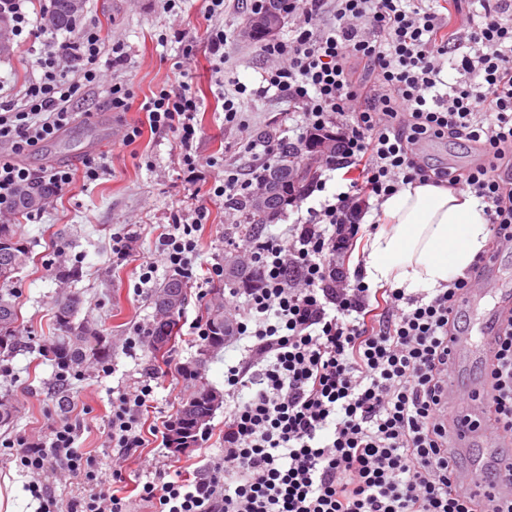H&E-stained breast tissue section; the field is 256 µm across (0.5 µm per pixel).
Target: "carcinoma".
Instances as JSON below:
<instances>
[{
  "label": "carcinoma",
  "instance_id": "obj_1",
  "mask_svg": "<svg viewBox=\"0 0 512 512\" xmlns=\"http://www.w3.org/2000/svg\"><path fill=\"white\" fill-rule=\"evenodd\" d=\"M66 0H49L40 5L41 23L53 29L66 30L73 26L84 9V0H79V8L68 9ZM322 152L324 155L336 153V141L330 138H317L304 144V149L284 148L276 165L260 175L259 185L268 189V204L263 210H256L252 203L244 206L245 223L236 227V232L254 238L260 235L266 224H274L281 216L288 202L299 198L308 183L317 178L303 152ZM29 260V247L22 237L17 224H0V285L11 283L15 274ZM224 275L228 282L247 285L258 280L259 274L235 258H224ZM187 299L186 283L178 278H168L151 295L154 307V322L148 330L145 342L151 353L166 351L179 337L178 318ZM81 305L77 293H70L57 303L55 322L60 335L54 337L48 347L56 366L75 367L84 363L105 365L112 360V340L97 326L87 321L75 322ZM203 317L208 323L209 336L200 347V355L205 357L224 347V337L234 334L233 325L224 318V285L211 289L210 297L204 304ZM19 315L9 294L0 291V358L13 356L19 348ZM184 376L197 381L193 392L177 408L170 423L169 447L190 446L197 441L200 430L209 425L215 409L211 407L208 394L214 389L199 381L194 368L183 369Z\"/></svg>",
  "mask_w": 512,
  "mask_h": 512
}]
</instances>
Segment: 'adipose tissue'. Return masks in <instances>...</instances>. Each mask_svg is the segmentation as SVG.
I'll return each mask as SVG.
<instances>
[{
	"mask_svg": "<svg viewBox=\"0 0 512 512\" xmlns=\"http://www.w3.org/2000/svg\"><path fill=\"white\" fill-rule=\"evenodd\" d=\"M383 226L369 237L364 271L370 285L430 291L461 273L484 248L480 201L433 184H410L382 204Z\"/></svg>",
	"mask_w": 512,
	"mask_h": 512,
	"instance_id": "1",
	"label": "adipose tissue"
}]
</instances>
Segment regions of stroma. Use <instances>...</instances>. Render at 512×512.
<instances>
[{"label": "stroma", "mask_w": 512, "mask_h": 512, "mask_svg": "<svg viewBox=\"0 0 512 512\" xmlns=\"http://www.w3.org/2000/svg\"><path fill=\"white\" fill-rule=\"evenodd\" d=\"M84 16L103 26L111 43L121 44L123 67H111L101 58L104 82L125 81L134 92L128 111H111L100 90L89 91L72 109L78 118L57 137L28 155L33 169L69 165L80 167L89 156L102 158L111 172L88 185L75 184L51 196L33 222L21 231L31 251L27 265L17 273L9 291L20 317L21 349L13 357L0 358V395L15 406V419L0 427V439L44 438L50 425L66 418L78 426L76 446L92 456L103 470L112 468L109 442L111 400L119 391L147 380L153 386V403L144 414L145 427L160 417L172 416L192 390L182 367L198 368L204 381L216 390L224 388V367L237 363L242 353L230 348L208 359L199 356V343L181 336L166 354L152 355L145 346L128 348L125 340L135 327H150L153 310L149 296L171 271L159 266L150 283L139 280L142 259L156 257L159 236L170 223L177 206L199 208L207 219L201 230L196 271L205 274L210 264L223 261L242 223L243 213L232 202L210 195L213 181L234 167L249 173L263 161L262 145L278 140L292 142L300 115L287 98L259 93L266 62L258 55L257 42L243 39L251 14L250 0H227L223 13L209 14L206 0H176L173 11L163 9L161 0H85ZM224 28L232 41L231 63L240 82L254 89L242 104L248 132L224 124V85L215 72L205 32ZM188 56V80L199 99L195 121L200 129L194 148L210 159L195 183H188L182 170L173 134L146 127L141 103L173 72L181 56ZM27 45L18 41L9 58H0V89L16 93L33 76ZM143 128L141 137L123 145L128 126ZM255 148H247V139ZM132 240L134 251L126 261H113L112 240ZM81 271L71 290L80 294V318L98 324L112 338L110 373L99 366L81 367L79 376L60 382L57 368L46 354V342L56 335L55 304L62 287L59 267ZM208 442L177 453L164 447L140 449V461L124 464V479L116 483L120 495L128 497L133 512H150L138 498L139 484L174 474L190 476L204 463L224 455V412L216 410L208 425Z\"/></svg>", "instance_id": "1"}]
</instances>
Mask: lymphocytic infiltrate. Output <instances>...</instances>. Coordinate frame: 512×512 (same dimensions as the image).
Instances as JSON below:
<instances>
[{
    "mask_svg": "<svg viewBox=\"0 0 512 512\" xmlns=\"http://www.w3.org/2000/svg\"><path fill=\"white\" fill-rule=\"evenodd\" d=\"M28 2L0 0L39 72L0 100V213L35 179L63 191L75 177L105 175L95 157L78 173H37L21 158L69 125L72 102L87 90H102L116 112L133 97L126 84L102 81L107 44L96 21L81 19L65 36L42 31ZM288 11L303 23L288 42L261 45L271 62L266 80L297 105L307 133L335 132L338 150L323 166L351 176L331 193L325 180L311 185L320 199L286 237L241 241L261 283L224 294L235 340L253 341L224 373V457L191 478L143 483L138 495L151 512H512L511 499L487 504L454 491L440 418L455 308L486 253L447 286L417 294L370 287L353 261L366 213L416 182L477 197L493 249H512V0L440 8L424 0H288ZM446 65L458 74L447 85ZM141 109L151 130L174 134L184 172L196 176L191 84L164 82ZM448 138L472 146L477 163L426 166L423 146ZM205 217L199 209L192 220L174 218L159 239V262H143L142 281L161 262L198 282ZM495 358L494 432L512 441V322ZM152 392L144 382L112 400L109 438L120 464L145 444L141 415ZM75 430L61 419L42 442L8 439L0 449L30 473L79 479L83 494L66 512H131L108 489L123 481L121 467L102 473L76 448Z\"/></svg>",
    "mask_w": 512,
    "mask_h": 512,
    "instance_id": "f902f5d3",
    "label": "lymphocytic infiltrate"
}]
</instances>
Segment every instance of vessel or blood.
I'll return each instance as SVG.
<instances>
[{
    "label": "vessel or blood",
    "mask_w": 512,
    "mask_h": 512,
    "mask_svg": "<svg viewBox=\"0 0 512 512\" xmlns=\"http://www.w3.org/2000/svg\"><path fill=\"white\" fill-rule=\"evenodd\" d=\"M483 284L472 289L463 306L476 318L477 334L462 333L448 340L450 373L444 389L448 403L441 419L448 428L451 450L469 457L466 469L454 472V488L469 497L488 500L512 498V485L492 483L491 473L512 467V453L504 452L502 441L493 436V419L488 407L489 385L485 380L466 381L460 376L464 364L485 370L493 361L495 338L501 324L512 314V278L494 257L481 269ZM492 297V307H484L485 297Z\"/></svg>",
    "instance_id": "obj_1"
}]
</instances>
